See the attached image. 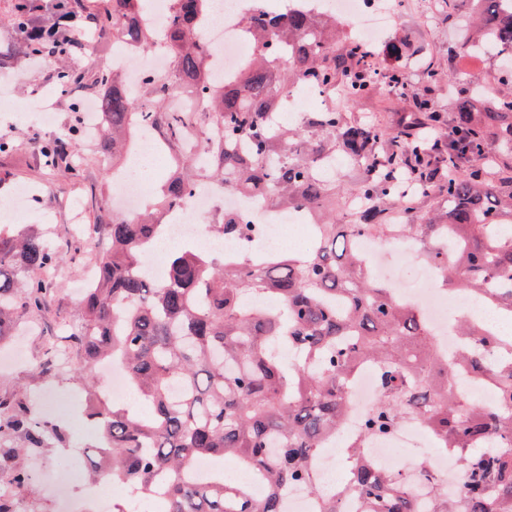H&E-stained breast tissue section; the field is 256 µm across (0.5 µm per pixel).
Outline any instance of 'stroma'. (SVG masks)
I'll use <instances>...</instances> for the list:
<instances>
[{"label":"stroma","instance_id":"stroma-1","mask_svg":"<svg viewBox=\"0 0 512 512\" xmlns=\"http://www.w3.org/2000/svg\"><path fill=\"white\" fill-rule=\"evenodd\" d=\"M16 4L17 0H0V46L14 52L11 67L0 71V81H7L9 94L8 101H0V139L14 145L12 153H0V198L23 188L32 189L22 221L37 232L49 229L64 255L47 278L50 291L45 310L19 314L12 334L0 338V349L19 353L13 362L0 359V396L13 395L32 406L49 394L86 391L84 380L61 372L49 375L45 366L55 352L56 338L80 329L84 315L79 290L86 266L106 247L100 234L83 241L72 239L71 213L80 210L85 224L95 226V202L109 186L107 166L93 161L85 136L69 141L74 159L82 163L83 173L79 176L43 169L33 146L65 134L73 123L75 108L83 106L86 97L98 91L97 75H111L108 53L112 32L106 29L97 35L94 63L59 57L29 68L25 65L23 35L11 22ZM399 9L401 18L391 29L392 42L398 45L411 39L421 58L431 62L437 71L440 85H447L449 70L458 66L457 60L449 57L448 49L466 29V5L460 0L451 9L445 0H440L430 13L423 8L422 0H401ZM63 65L87 69L84 82L66 90L58 88L56 73ZM59 422L65 443L54 442L31 454L23 450L21 438H14V456L9 466L0 469V485L11 483L13 470L29 472L28 481L15 487L28 512H64L58 490L73 475L67 461L75 448H85L99 440V429L93 422L78 426L67 415L60 416Z\"/></svg>","mask_w":512,"mask_h":512}]
</instances>
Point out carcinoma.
Masks as SVG:
<instances>
[{
    "mask_svg": "<svg viewBox=\"0 0 512 512\" xmlns=\"http://www.w3.org/2000/svg\"><path fill=\"white\" fill-rule=\"evenodd\" d=\"M163 27L169 69L149 72L133 89L117 75L101 97L105 123L95 149L105 160L129 153L141 125L161 134L168 175L150 203L134 213L99 202V225L110 243L101 274L84 297L85 326L69 336L84 361L109 359L150 407L109 402L87 385L88 416L101 429V448L87 454L97 477L112 478L130 495L163 494L167 512H287L288 490L310 489L316 512H340L359 498L365 512H417L399 475H383L363 460L362 447L412 413L463 458L462 492L430 487L432 512H512V359L489 363L512 335L489 333L477 320L463 323L469 341L454 368L477 372L501 403L486 409L452 390L443 360L420 311L397 301L369 273L354 249L359 235L383 237L399 208L432 194L445 209L425 224L399 222L452 290L477 292L512 315V91L484 103L479 85L448 72L455 84L450 116L438 111L435 70L426 64L377 72L366 50L328 12L290 9L280 16L241 21L254 51L230 76L215 75L214 49L197 29L211 0H171ZM470 33L450 50L457 59L471 44L512 70V13L501 0H466ZM147 0H112L100 22L114 43L149 49L156 25ZM59 41L56 26L41 27L27 50ZM384 83L412 112L392 129L354 119L338 109L288 113L286 90L310 85L354 104ZM424 84L418 91L415 83ZM446 122L455 138L430 148L424 124ZM41 164L78 171L68 146L48 139ZM360 177L336 194L337 157ZM260 190L271 210L304 209L315 225L308 253L216 260L186 245L169 255L166 280L153 285L141 264L168 213L198 185ZM208 220L219 235H246L251 224L227 211ZM49 236L0 224V336L18 310L42 308V280L26 274L58 263ZM366 363L380 367L379 399L347 445L350 483L326 493L315 466L316 449L336 437L350 378ZM21 434L28 450L61 441L62 427L33 417L20 403L0 399V443ZM231 457L268 487L262 498L214 473L203 485L188 479L201 457Z\"/></svg>",
    "mask_w": 512,
    "mask_h": 512,
    "instance_id": "carcinoma-1",
    "label": "carcinoma"
}]
</instances>
